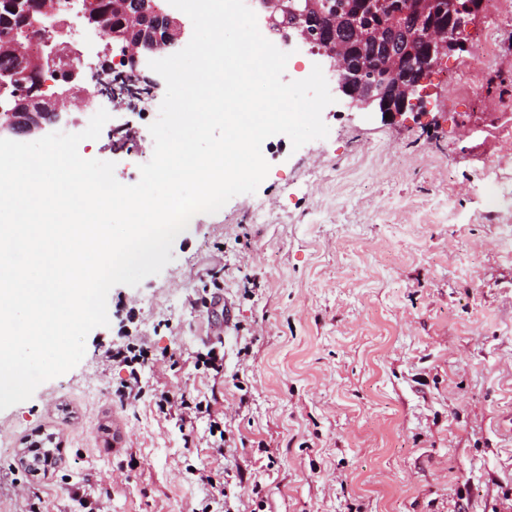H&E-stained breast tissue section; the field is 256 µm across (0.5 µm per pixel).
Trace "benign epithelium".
<instances>
[{
  "instance_id": "1",
  "label": "benign epithelium",
  "mask_w": 512,
  "mask_h": 512,
  "mask_svg": "<svg viewBox=\"0 0 512 512\" xmlns=\"http://www.w3.org/2000/svg\"><path fill=\"white\" fill-rule=\"evenodd\" d=\"M266 29L280 37L283 46L304 45L322 56L331 73L336 97L349 108L389 115L398 121L406 115H428L427 76L448 58L469 51L462 34L474 26L482 0H406L401 11L388 8L390 0H351L342 16L328 13L320 0H255ZM125 20L115 24L111 14L84 12L87 27L113 30L112 42L99 56L118 55L130 73L139 74L144 60L164 49L181 46L184 25L163 12L157 0H122ZM295 18L287 27L288 18ZM369 26L360 29V24ZM42 27L49 51L45 58L18 57L16 67L0 74V89L9 92L11 103L0 111V138L45 132L63 118L62 101L80 88L83 78L73 67L76 51L61 39V31L44 25L34 16L30 0H0V36L16 39L20 33ZM448 29L447 49L435 46L429 33L436 27ZM362 30L360 41L370 49L354 48L342 60L343 37ZM64 71L65 84L50 95L33 96L26 85L36 73ZM55 437L39 433L28 440L30 448H47L52 461Z\"/></svg>"
}]
</instances>
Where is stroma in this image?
<instances>
[{"mask_svg":"<svg viewBox=\"0 0 512 512\" xmlns=\"http://www.w3.org/2000/svg\"><path fill=\"white\" fill-rule=\"evenodd\" d=\"M483 48L431 77L435 122L328 105L326 138L274 136L257 191L196 214L163 271L107 298L109 324L80 363L0 411V512H80L81 484L112 512H203L207 467L232 512H512V6L480 11ZM83 158L134 161L113 128L148 126L120 104ZM217 270L232 308L224 372L194 365L214 319L191 309ZM139 333L149 387L219 389L223 454L188 442L150 395L119 400L105 352ZM61 442L29 479L36 430ZM72 500L77 501L84 509H89L87 512H108L109 503L111 501V492L107 488L100 487L92 496V501L84 496V490L80 494V488L72 492Z\"/></svg>","mask_w":512,"mask_h":512,"instance_id":"obj_1","label":"stroma"}]
</instances>
